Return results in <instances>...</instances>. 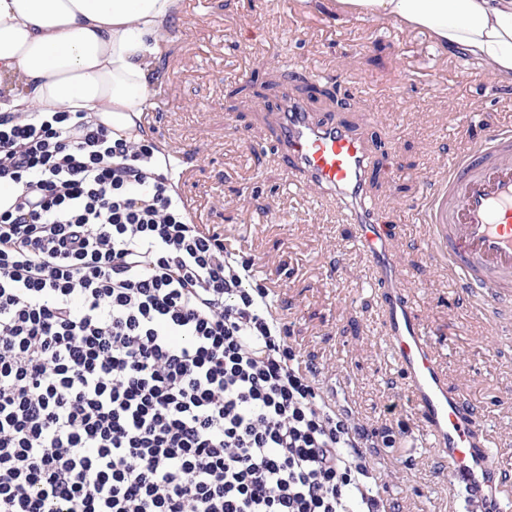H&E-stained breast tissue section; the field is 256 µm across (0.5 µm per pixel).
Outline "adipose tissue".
Segmentation results:
<instances>
[{
    "label": "adipose tissue",
    "instance_id": "1",
    "mask_svg": "<svg viewBox=\"0 0 512 512\" xmlns=\"http://www.w3.org/2000/svg\"><path fill=\"white\" fill-rule=\"evenodd\" d=\"M175 0H0V112H86L135 135ZM339 10L427 31L512 82V0H336Z\"/></svg>",
    "mask_w": 512,
    "mask_h": 512
}]
</instances>
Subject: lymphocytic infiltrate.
<instances>
[{"mask_svg":"<svg viewBox=\"0 0 512 512\" xmlns=\"http://www.w3.org/2000/svg\"><path fill=\"white\" fill-rule=\"evenodd\" d=\"M152 143L0 112V512H380L271 290L201 231Z\"/></svg>","mask_w":512,"mask_h":512,"instance_id":"lymphocytic-infiltrate-1","label":"lymphocytic infiltrate"}]
</instances>
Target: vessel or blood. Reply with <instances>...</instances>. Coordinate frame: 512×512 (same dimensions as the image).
Returning a JSON list of instances; mask_svg holds the SVG:
<instances>
[{"mask_svg": "<svg viewBox=\"0 0 512 512\" xmlns=\"http://www.w3.org/2000/svg\"><path fill=\"white\" fill-rule=\"evenodd\" d=\"M280 142L292 177L327 192L357 224V245L378 287L386 291L384 328L406 377L440 469L472 493L492 492L496 512H512V472L497 468L476 407L448 385L421 323L403 291L405 269L365 185L373 159L348 126L313 121L306 105L284 99ZM430 248L449 277L479 308L512 304V129L467 141L420 203Z\"/></svg>", "mask_w": 512, "mask_h": 512, "instance_id": "obj_1", "label": "vessel or blood"}]
</instances>
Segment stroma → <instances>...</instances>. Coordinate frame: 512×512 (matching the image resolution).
I'll use <instances>...</instances> for the list:
<instances>
[{
    "label": "stroma",
    "instance_id": "stroma-1",
    "mask_svg": "<svg viewBox=\"0 0 512 512\" xmlns=\"http://www.w3.org/2000/svg\"><path fill=\"white\" fill-rule=\"evenodd\" d=\"M164 33L146 134L185 155L174 185L195 224L252 259L274 292L272 314L328 402L389 430L367 449L385 512H456L463 485L431 468L429 438L382 325L356 227L321 190L291 181L274 111L282 94L353 126L381 167L369 199L402 253L405 292L451 388L479 406L512 467V334L469 306L427 247L420 199L466 146L465 130L512 128V85L427 32L336 17L333 0H176Z\"/></svg>",
    "mask_w": 512,
    "mask_h": 512
}]
</instances>
